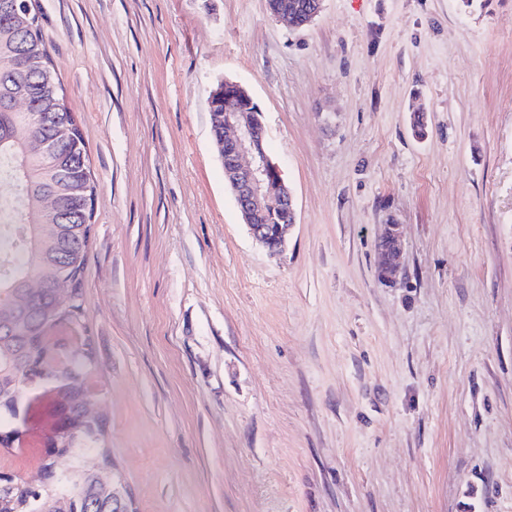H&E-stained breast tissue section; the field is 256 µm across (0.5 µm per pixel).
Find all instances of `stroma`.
Wrapping results in <instances>:
<instances>
[{"mask_svg":"<svg viewBox=\"0 0 512 512\" xmlns=\"http://www.w3.org/2000/svg\"><path fill=\"white\" fill-rule=\"evenodd\" d=\"M35 5L97 184L89 382L139 512H512V0H324L300 31L267 0ZM225 78L293 194L279 257L224 183ZM19 409L0 464L31 478L57 416ZM380 246L383 249L384 258L379 269V276L384 281L394 283L398 280L402 272L400 265L401 243L398 225H386Z\"/></svg>","mask_w":512,"mask_h":512,"instance_id":"obj_1","label":"stroma"}]
</instances>
